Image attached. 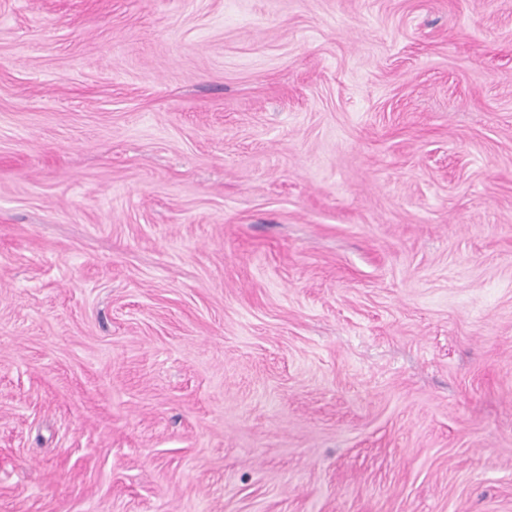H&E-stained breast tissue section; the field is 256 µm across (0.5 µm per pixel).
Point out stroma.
<instances>
[{"instance_id": "obj_1", "label": "stroma", "mask_w": 512, "mask_h": 512, "mask_svg": "<svg viewBox=\"0 0 512 512\" xmlns=\"http://www.w3.org/2000/svg\"><path fill=\"white\" fill-rule=\"evenodd\" d=\"M0 512H512V0H0Z\"/></svg>"}]
</instances>
